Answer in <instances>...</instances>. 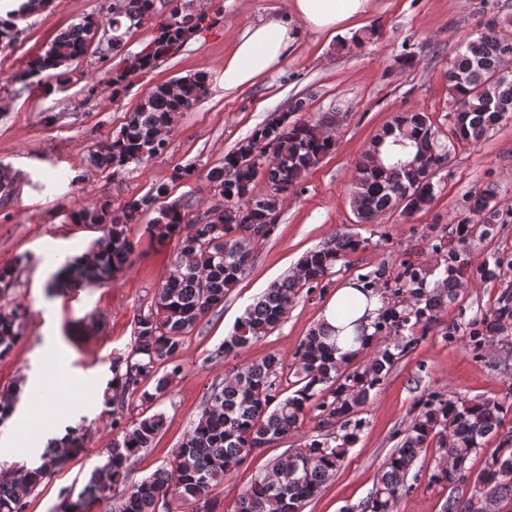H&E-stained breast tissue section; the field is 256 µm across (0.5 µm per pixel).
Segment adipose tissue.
<instances>
[{
    "label": "adipose tissue",
    "mask_w": 512,
    "mask_h": 512,
    "mask_svg": "<svg viewBox=\"0 0 512 512\" xmlns=\"http://www.w3.org/2000/svg\"><path fill=\"white\" fill-rule=\"evenodd\" d=\"M369 0H288L285 15L259 21L238 38L232 53L224 59V89L232 92L252 84L283 63L295 39L293 21H302L317 31H333L339 26L361 19ZM382 307L380 292L362 290L357 283L340 284L327 301L320 321L340 329L337 358L349 361L360 358L368 348L372 324ZM7 427L15 435L0 447V462L24 458L29 448L44 444L45 436L32 419H8Z\"/></svg>",
    "instance_id": "adipose-tissue-1"
}]
</instances>
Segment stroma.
I'll use <instances>...</instances> for the list:
<instances>
[{
  "mask_svg": "<svg viewBox=\"0 0 512 512\" xmlns=\"http://www.w3.org/2000/svg\"><path fill=\"white\" fill-rule=\"evenodd\" d=\"M98 5L99 0H48L41 12L20 21L14 46L0 53V174L13 188L8 202L0 203V268H13L9 296L28 311L23 339L0 357V390L22 388L29 377L47 371L50 356H58L79 386L63 396L65 414L46 420L44 429L54 436L82 427L90 437L81 454L58 467L27 497L25 512H63L104 464L103 451L113 437L112 416L85 402L82 389L109 380L113 359L122 356L133 339L136 315L150 305L175 260L173 246L159 245L145 224H134L129 237L135 251L112 282L49 289L63 260L83 256L100 235L99 230L68 223V215L95 200L120 208L162 183L169 186L167 202L211 204L208 170L257 126L287 115L299 98L307 99L312 114L345 106L335 149L310 171L301 190L284 199L273 238L255 246L252 266L223 305L187 337L178 358L182 374L152 406L165 414V427L123 482L113 486V495L172 463L189 424L202 410L206 392L222 382L225 373L269 353L292 356L341 282L382 267L394 273L408 261L429 270V283L441 279L445 256L433 251L434 238L444 237L449 246H456L455 216L467 197L488 187L497 193L502 224L490 236L471 237L470 272L457 300L372 391L362 408L357 440L340 470L304 512H351L365 500L385 459L399 447L421 397L500 400L512 395V338L478 350L469 343L472 323L490 314L503 291H512V274L494 280L480 274L481 267L494 259L512 261V119L452 154L436 177V198L427 210L409 216L387 214L375 223L361 224L353 214L350 193L359 157L397 113L425 111L447 126L450 61L478 23L492 17L512 22V0H369L359 28L373 36L361 47L352 45V31L331 35L298 26L287 60L231 93L220 85L225 56L248 26L284 14L287 0H222L223 10L208 31L119 93L104 81L107 65L97 45L68 67L70 81L60 91L46 95L20 80L27 64L60 32L95 14ZM407 45L417 64L401 71L394 60ZM202 71L209 74V93L193 109L177 115L162 155L117 176L91 163L88 145L115 135L127 112L156 86ZM91 79L99 81V95L88 103L83 88ZM186 165L196 167V177L172 182L174 171ZM338 231L367 238L365 249L338 263L326 287L301 290L268 336L236 358L213 360L212 352L247 306L274 282L292 275L308 251ZM302 443V435L288 436L227 476L216 490L225 512H233L255 475ZM447 454L435 445L421 454L396 512H444L451 491L432 484L429 470Z\"/></svg>",
  "mask_w": 512,
  "mask_h": 512,
  "instance_id": "obj_1",
  "label": "stroma"
}]
</instances>
